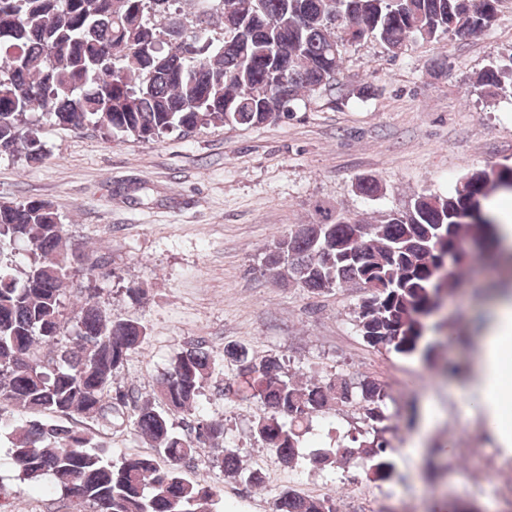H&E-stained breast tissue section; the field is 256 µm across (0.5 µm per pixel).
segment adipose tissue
Segmentation results:
<instances>
[{"instance_id":"adipose-tissue-1","label":"adipose tissue","mask_w":512,"mask_h":512,"mask_svg":"<svg viewBox=\"0 0 512 512\" xmlns=\"http://www.w3.org/2000/svg\"><path fill=\"white\" fill-rule=\"evenodd\" d=\"M512 347V306H501L496 328L484 341L483 368L486 386L482 403L496 407L512 405V368L500 360L504 349Z\"/></svg>"}]
</instances>
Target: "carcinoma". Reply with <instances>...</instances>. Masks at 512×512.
Instances as JSON below:
<instances>
[{"mask_svg":"<svg viewBox=\"0 0 512 512\" xmlns=\"http://www.w3.org/2000/svg\"><path fill=\"white\" fill-rule=\"evenodd\" d=\"M181 3L0 0V158L45 159L29 114L147 141L217 123L277 122L302 97L336 85L347 47L372 37L396 57L418 38L437 43L487 30L502 0H201L197 23ZM476 84L512 99V49L492 58ZM505 187L512 189L511 167L469 170L448 194H420L383 224L320 206L321 220L276 238L260 267L277 284L313 296L359 286L367 298L356 327L367 345L457 375L460 366L440 364V342L430 333L468 336L434 318L464 286L471 258L493 263L500 235L481 200ZM21 241L32 250L18 262ZM84 257L80 246L66 245L52 203H0V404L23 415L0 421V430H8L21 480L38 485L53 476L75 512H202L217 496L216 469L263 484L264 473L240 468L237 449L226 446L224 421L195 414L220 361L263 406L254 436L282 464L301 457L325 470L354 460L370 482L397 477L395 451L378 428L387 393L375 380L336 373L299 381L275 355L257 358L237 344L218 352L196 339L157 380L155 395L136 400L113 387L146 327L112 319L92 291L66 313L64 285ZM350 406L362 410L373 437L338 435L301 453L313 417ZM177 414L190 416L184 434L174 431ZM73 415L103 419L147 440L153 453L114 459L79 428L59 423ZM199 448L213 455L206 473L189 480L184 468ZM273 512H336V500L288 486L274 496Z\"/></svg>","mask_w":512,"mask_h":512,"instance_id":"obj_1","label":"carcinoma"}]
</instances>
